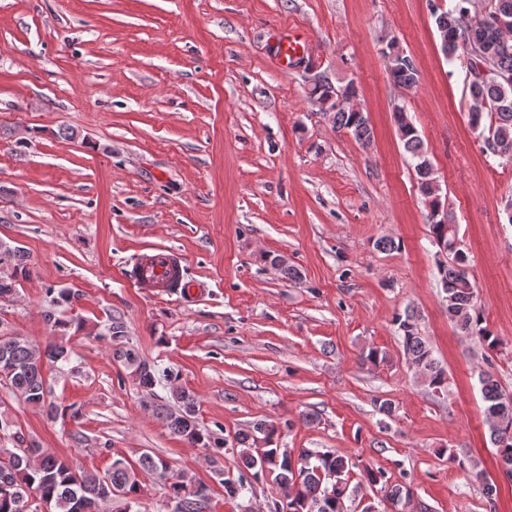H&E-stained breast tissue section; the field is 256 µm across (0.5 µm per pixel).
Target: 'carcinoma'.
<instances>
[{"instance_id":"1","label":"carcinoma","mask_w":512,"mask_h":512,"mask_svg":"<svg viewBox=\"0 0 512 512\" xmlns=\"http://www.w3.org/2000/svg\"><path fill=\"white\" fill-rule=\"evenodd\" d=\"M429 10L442 36L444 56L452 61L458 53L472 49L488 57L487 72L482 77L467 74L470 105L468 121L483 139V152L501 159L512 160V27L502 33L495 22L481 20L483 11L507 19L512 23V0H489L484 10L474 7V0H452L446 7L429 0ZM396 40L387 44L385 53L391 80L403 88H412L418 80L413 60L394 49ZM355 94L353 83L335 86L327 79L318 78L310 89V96L324 105L336 107L333 122L340 132H347L361 145L372 139L368 116L359 109L339 103V98ZM394 122L405 150L415 161L418 189L429 211L431 243L447 252V258L438 262V284L447 302L448 320L469 336L477 338L486 349L494 351L500 341L487 327L478 302L474 282L469 278L470 259L462 248L458 225L446 220V201L442 200L434 184L433 165L413 122L402 107L393 113ZM12 269V276H0V295L15 290V281L29 275L25 256L19 250L0 248V264ZM52 310L44 317L53 328L44 349L37 350L21 337L0 333V384L19 395L25 403L55 414L57 406L50 399L45 378V365L66 363L70 359L67 346L68 324L56 318V307L71 305L80 298L72 288H50ZM401 346L407 360L421 366L425 386L439 394L448 389V375L433 351L421 336L418 319L407 311L395 318ZM103 335L118 344L113 358L123 362L134 375L139 388L155 394L158 386L169 388L170 405L164 407L170 429L187 442L207 448L218 455L224 449V439L202 427L197 418V400L194 395L176 385L172 369L158 370L142 361L129 345L122 319L111 317ZM485 423L490 441L496 449L499 463L508 466L506 475L512 478V394L502 388L494 372L479 374ZM0 433L12 443L0 448V512H21V506L36 495L38 502L27 512H133V504L140 491V474L166 472L167 463L159 456L145 453L138 462L115 458L103 472L78 469L63 456L39 447L20 430H12L10 422L0 419ZM275 430L263 422L236 436L240 446L239 457L244 467L236 479L222 481L224 495L239 496L250 486L251 480L274 477L280 499L274 503V512H347L348 474L353 463L335 451L300 453V465L277 447H272ZM448 462L460 468H477V462L455 448L446 449ZM364 478L372 486L382 485L385 499L392 505H402L410 487L390 485L380 470L365 469ZM169 500L175 502V512H210V489L204 484L194 485L189 480L169 484Z\"/></svg>"}]
</instances>
